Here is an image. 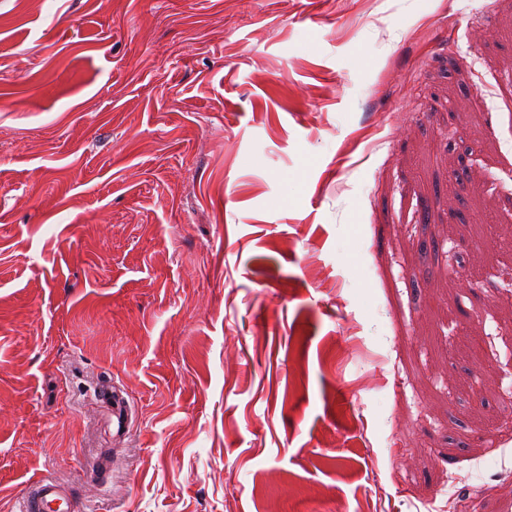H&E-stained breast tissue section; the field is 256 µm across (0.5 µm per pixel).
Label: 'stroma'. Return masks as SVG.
<instances>
[{"label":"stroma","mask_w":512,"mask_h":512,"mask_svg":"<svg viewBox=\"0 0 512 512\" xmlns=\"http://www.w3.org/2000/svg\"><path fill=\"white\" fill-rule=\"evenodd\" d=\"M42 478L512 512V0H0V512ZM98 398L103 403L109 402L112 398V427H115L117 434L124 432L131 421L130 408L124 399L115 391H109V388L105 386L100 388Z\"/></svg>","instance_id":"35a3bbf8"}]
</instances>
